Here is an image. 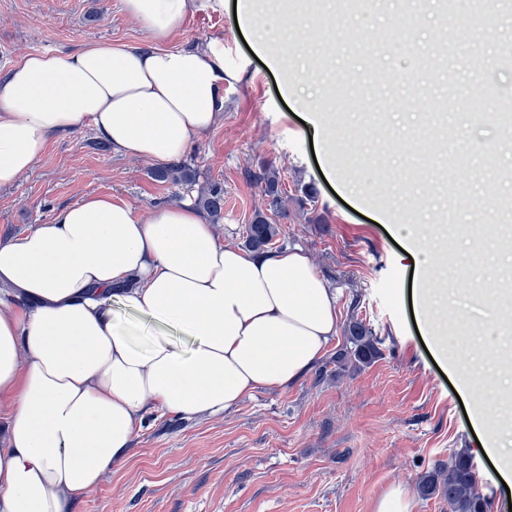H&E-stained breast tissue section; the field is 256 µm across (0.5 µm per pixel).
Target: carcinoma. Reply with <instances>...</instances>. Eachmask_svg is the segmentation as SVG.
<instances>
[{"mask_svg": "<svg viewBox=\"0 0 512 512\" xmlns=\"http://www.w3.org/2000/svg\"><path fill=\"white\" fill-rule=\"evenodd\" d=\"M152 175L159 180L177 184H191L196 181V174L186 165L156 167L152 170ZM250 179L267 197L269 208L282 218L288 217V211L282 207L281 182L277 168L269 164L263 165L250 174ZM195 203L212 218L223 217L224 188L217 183L211 185L207 191L197 196ZM476 209H491L507 219L512 216V200L495 199L476 205ZM245 232L246 247L260 251L273 243L280 228L259 212L245 228ZM346 332L347 344L343 352L336 356L337 364L358 368L371 363L381 353L380 345L384 343V338L363 321L351 319ZM417 491L423 498L437 496L443 499L448 504V512H490V501L480 488L472 455L464 448L450 455L447 468L433 470L421 476Z\"/></svg>", "mask_w": 512, "mask_h": 512, "instance_id": "carcinoma-1", "label": "carcinoma"}]
</instances>
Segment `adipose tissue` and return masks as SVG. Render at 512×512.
Returning <instances> with one entry per match:
<instances>
[{
    "label": "adipose tissue",
    "instance_id": "obj_1",
    "mask_svg": "<svg viewBox=\"0 0 512 512\" xmlns=\"http://www.w3.org/2000/svg\"><path fill=\"white\" fill-rule=\"evenodd\" d=\"M151 42L23 57L0 79V187L49 139L91 126L113 151L180 161L224 110V43L170 41L196 0H121ZM395 232L414 259V319L439 360L436 258L419 232ZM0 512H73L123 463L143 413L215 415L263 387L299 381L337 333V291L299 248L224 243L193 203L138 215L109 196L67 206L0 242ZM471 426L512 476L492 421Z\"/></svg>",
    "mask_w": 512,
    "mask_h": 512
}]
</instances>
